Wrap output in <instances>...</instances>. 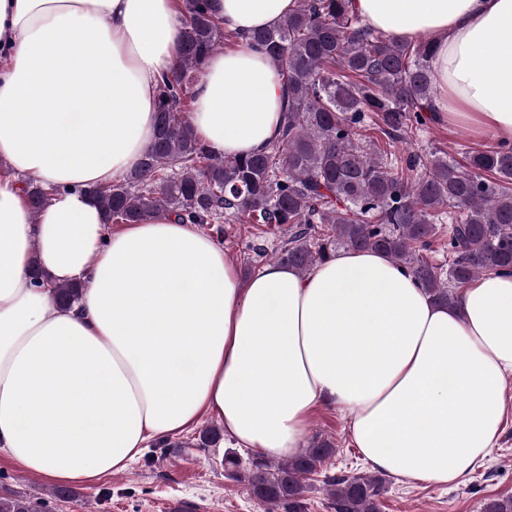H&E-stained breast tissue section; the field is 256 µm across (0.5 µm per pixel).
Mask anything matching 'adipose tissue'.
Masks as SVG:
<instances>
[{
  "label": "adipose tissue",
  "mask_w": 512,
  "mask_h": 512,
  "mask_svg": "<svg viewBox=\"0 0 512 512\" xmlns=\"http://www.w3.org/2000/svg\"><path fill=\"white\" fill-rule=\"evenodd\" d=\"M181 0H0V454L83 483L205 416L291 458L319 407L348 417L382 473L460 483L488 461L512 399V275L436 304L385 254L342 249L306 273L242 280L222 245L166 214L113 231L96 191L155 135L180 56ZM372 29L433 45V118L512 140V0H351ZM226 31L277 26L297 0H210ZM191 124L214 152L279 135L283 81L245 42L213 55ZM53 187L32 212L23 178ZM44 273L31 278L32 264ZM76 283L59 306L54 286Z\"/></svg>",
  "instance_id": "1"
}]
</instances>
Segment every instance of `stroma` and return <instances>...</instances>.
Here are the masks:
<instances>
[{"label":"stroma","mask_w":512,"mask_h":512,"mask_svg":"<svg viewBox=\"0 0 512 512\" xmlns=\"http://www.w3.org/2000/svg\"><path fill=\"white\" fill-rule=\"evenodd\" d=\"M412 142L418 151L439 148L455 155L486 148L494 140L475 139L460 126L432 123L413 136ZM218 240L242 278H249L264 265V258L251 249L252 225H224ZM308 437L330 441L335 452L326 461L324 473L311 477L304 512H331L324 491L325 475L366 473L370 467L351 444L348 418L334 409L313 412ZM195 438V433L189 432L156 442L128 470L100 477L88 485H76V497L61 500L51 496L52 482L25 474L0 455V490L41 499L43 512H163L174 500L186 502L198 512H263L244 487L224 473L223 453L232 447V440L226 437L215 446L198 448ZM384 483L381 512H482L488 499L512 497V410L505 416L490 461L464 482L442 487L388 476Z\"/></svg>","instance_id":"35a3bbf8"}]
</instances>
